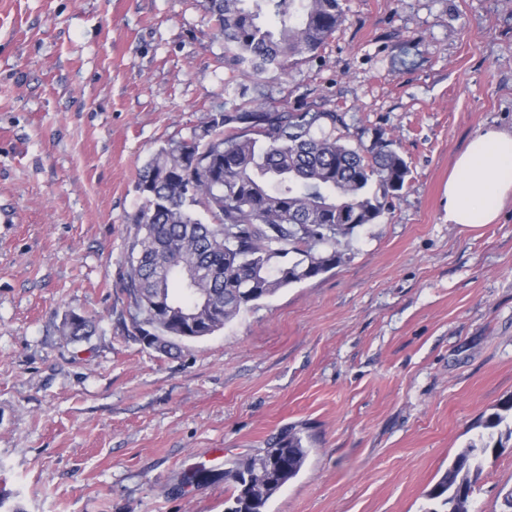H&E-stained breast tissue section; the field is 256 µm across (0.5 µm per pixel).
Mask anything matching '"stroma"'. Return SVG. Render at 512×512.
<instances>
[{"label": "stroma", "mask_w": 512, "mask_h": 512, "mask_svg": "<svg viewBox=\"0 0 512 512\" xmlns=\"http://www.w3.org/2000/svg\"><path fill=\"white\" fill-rule=\"evenodd\" d=\"M287 75L242 78L204 0H0V507L225 512L224 470L311 450L267 512H424L512 400V202L448 221L468 141L512 131V0H340ZM334 112L394 141V209L345 263L162 354L132 336L128 213L144 164L242 103ZM96 322L70 341L66 314ZM512 449L469 512H504Z\"/></svg>", "instance_id": "35a3bbf8"}]
</instances>
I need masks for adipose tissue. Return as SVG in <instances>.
Returning <instances> with one entry per match:
<instances>
[{
    "instance_id": "adipose-tissue-1",
    "label": "adipose tissue",
    "mask_w": 512,
    "mask_h": 512,
    "mask_svg": "<svg viewBox=\"0 0 512 512\" xmlns=\"http://www.w3.org/2000/svg\"><path fill=\"white\" fill-rule=\"evenodd\" d=\"M512 199V132L473 136L448 177V221L468 226L496 220Z\"/></svg>"
}]
</instances>
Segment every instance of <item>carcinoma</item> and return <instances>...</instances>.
<instances>
[{
  "label": "carcinoma",
  "instance_id": "carcinoma-1",
  "mask_svg": "<svg viewBox=\"0 0 512 512\" xmlns=\"http://www.w3.org/2000/svg\"><path fill=\"white\" fill-rule=\"evenodd\" d=\"M224 32V63L244 76L315 54L343 22L340 0H205ZM334 112H281L244 103L208 116L192 137L160 149L143 167L141 204L130 215L123 290L132 335L172 336L153 297L176 306L203 297L219 317L193 336H210L256 301L345 262L339 238L390 211L411 173L391 141L350 145ZM91 322H63L80 340ZM426 492V512H468L470 493L491 446L512 440V402L483 422ZM310 454L298 432L224 470L228 512H266L269 500L302 471Z\"/></svg>",
  "mask_w": 512,
  "mask_h": 512
}]
</instances>
